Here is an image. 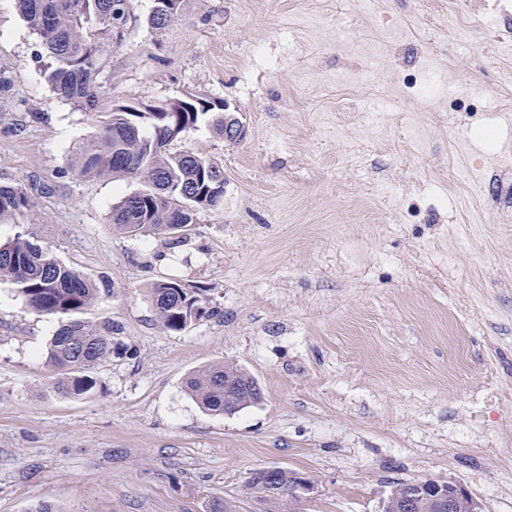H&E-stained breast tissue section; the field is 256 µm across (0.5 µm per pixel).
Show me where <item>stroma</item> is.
<instances>
[{"mask_svg":"<svg viewBox=\"0 0 512 512\" xmlns=\"http://www.w3.org/2000/svg\"><path fill=\"white\" fill-rule=\"evenodd\" d=\"M129 0L112 98L194 90L228 100L237 143L201 123L185 143L224 168L220 206L182 243L110 221L133 178L84 180L73 150L102 114L59 99L38 36L0 0V182L30 209L0 241L42 246L112 289L87 321L126 354L97 391L55 393L58 320L0 280V512H280L249 488L278 466L302 512H381L398 482L451 481L512 512V14L492 0H186L153 32ZM443 103L404 89L419 64ZM496 128L493 147L476 143ZM207 289L217 316L163 332L149 291ZM226 362L263 397L206 412L187 376Z\"/></svg>","mask_w":512,"mask_h":512,"instance_id":"obj_1","label":"stroma"}]
</instances>
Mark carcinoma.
Here are the masks:
<instances>
[{
    "label": "carcinoma",
    "mask_w": 512,
    "mask_h": 512,
    "mask_svg": "<svg viewBox=\"0 0 512 512\" xmlns=\"http://www.w3.org/2000/svg\"><path fill=\"white\" fill-rule=\"evenodd\" d=\"M21 14L38 35L43 76L62 100L82 111H97L108 99L112 38L120 37L128 18L127 0H18ZM184 0H155L151 28L165 30L183 8ZM179 108L166 101L131 105L124 101L108 112L94 135L74 152L72 170L80 178H134L140 190L112 207L111 221L131 236L164 235L172 224H195L201 212L224 197V167L189 149L174 150L198 123L208 118L215 133L224 128L222 100L195 91L179 95ZM29 207L20 182L0 184V221ZM0 280L15 290L38 315L65 321L51 338L49 363L60 369L53 391L84 396L97 388L95 371L125 351L112 324L92 325L80 318L100 297V287L64 264L34 239L19 234L0 242ZM152 304L162 329L181 333L192 323L214 314L206 290L178 279L151 287ZM247 382L254 378L233 364L215 363L188 377L186 391L212 415L236 402L224 393V376ZM297 477L285 470L278 497L285 512H297L291 487Z\"/></svg>",
    "instance_id": "1"
}]
</instances>
